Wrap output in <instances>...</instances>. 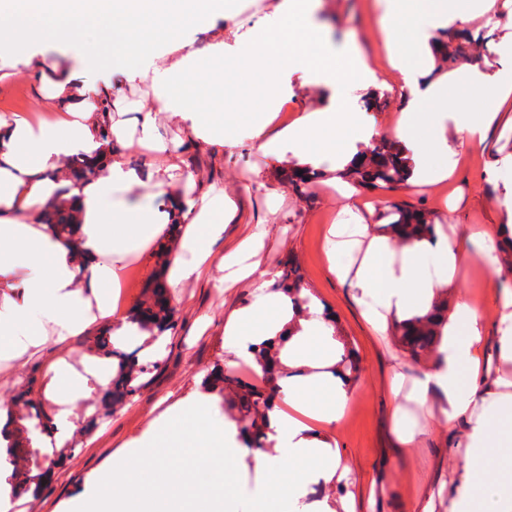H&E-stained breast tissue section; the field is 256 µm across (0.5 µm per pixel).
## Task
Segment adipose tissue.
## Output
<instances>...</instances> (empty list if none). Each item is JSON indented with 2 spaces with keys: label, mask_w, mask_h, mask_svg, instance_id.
I'll return each instance as SVG.
<instances>
[{
  "label": "adipose tissue",
  "mask_w": 512,
  "mask_h": 512,
  "mask_svg": "<svg viewBox=\"0 0 512 512\" xmlns=\"http://www.w3.org/2000/svg\"><path fill=\"white\" fill-rule=\"evenodd\" d=\"M316 7L315 0H273L252 28L241 30L216 24L232 10L231 0H0V62L15 61L16 44L22 38L35 44L72 42L79 36L78 18L103 11L117 16L129 30L176 21L213 35L212 42L200 50L189 51L183 42H172L166 53L147 56L137 68L122 63L105 67L92 56L65 68L42 58L37 63L45 80L41 105L45 111L59 113V120L35 129L26 121L0 114V278L19 267L29 271L11 285L6 314L0 319L18 330L9 345L13 356L45 343L47 331L32 323L38 316L52 324L61 340L100 320L117 324L113 341H123L134 332V325L113 308L109 294L115 281L114 244L125 238L150 241L162 233L166 219L163 212L148 206L112 207V191L131 189L145 178L158 189L173 180L175 165L166 159L168 146L158 134L159 115H166L194 138L219 145L234 143L223 113L200 95L212 62L235 63L244 75L258 60L275 57L278 68L265 85V104L253 116L248 137L266 156L278 158L290 150L301 163L316 166L329 153L326 131L344 128L349 137L329 170L330 181L341 180L357 144L375 131L360 100L376 75L357 47L338 52L326 44L319 26L311 21ZM383 8L385 19L413 18L416 43L428 56L439 30L475 9L489 11L490 6L485 2L478 7L471 0H437L425 12L415 0H385ZM292 16L306 18V25L298 31L284 27V20ZM390 63L410 88L402 118L391 135L409 153L420 183L443 181L456 166L449 131L469 143H482L496 115L471 111L470 105L485 99L500 102L502 92L512 87V74L485 72L459 84L439 72L423 82L400 53H391ZM292 70L310 73L313 83L330 92L331 101L327 109L307 113L275 132L271 123L289 98L288 73ZM137 84L151 85L157 105L142 112L138 130L131 135L113 115L126 109L124 87ZM111 139L118 148L105 172L72 182L66 160L102 153ZM135 145L161 158L147 176L129 169L124 161L125 149ZM61 195L70 200L81 219L76 251L55 238L42 222V204ZM236 212L235 201L223 197V218L215 220L210 200L184 194L178 216L193 230L183 245L195 253L196 260L190 266L173 260L172 284L201 271L210 257L206 242L219 239L225 221ZM343 213L344 222L331 229L336 238L332 249H358L362 259L356 265L335 263L331 269L339 280L359 289L363 317L374 329H384L391 313L405 319L425 314L470 260L467 251L445 237L416 240L402 253H395L389 236H369L358 211L347 207ZM82 274L89 277L85 289L78 286ZM320 325L316 318L295 317L284 294L266 293L256 306L236 312L224 334L237 356L248 360L251 345L292 331L288 366L293 373L283 383V397L297 412L333 424L342 417L349 393L330 371L331 340L322 335ZM443 332L435 368L411 397L421 403L430 391H437L448 403L449 418L461 417L470 425L469 441L459 450L462 474L452 512H512V489L491 494L483 482L488 469L502 457L512 456V384L503 379L484 384L471 374L478 365L484 332V319L476 308L458 303ZM105 368L103 360L93 359L80 373L58 361L50 367L51 383L64 401L98 393L107 384ZM271 428L275 456L254 452V467L260 476L256 489L248 497L228 501V508L232 512H331L325 500L312 497L310 486L334 479L339 468L336 451L294 416L272 412ZM282 458L295 464L286 477L278 467Z\"/></svg>",
  "instance_id": "ef3b65f1"
}]
</instances>
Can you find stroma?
I'll use <instances>...</instances> for the list:
<instances>
[{
  "label": "stroma",
  "mask_w": 512,
  "mask_h": 512,
  "mask_svg": "<svg viewBox=\"0 0 512 512\" xmlns=\"http://www.w3.org/2000/svg\"><path fill=\"white\" fill-rule=\"evenodd\" d=\"M321 2L317 21L333 46L340 50L348 43H357L374 60L377 80L364 99L372 103L381 132H388L392 119L402 113L408 90L390 65L385 22L376 0ZM465 26L473 32L478 47L454 70L459 83L469 81L474 68L495 70L512 64L504 55V37L512 33V10L469 17ZM153 35L150 28L130 35L122 26L99 16L85 23L75 42L32 44L23 40L18 52L36 59L47 55L70 65L92 51L104 62L134 65L145 55L167 47V40H154ZM266 80L264 69H256L243 81L218 64L202 93L223 106L234 128L242 131L261 107L259 91ZM289 84L294 96L286 105L287 118L274 120L279 129L285 128L287 121L328 104L318 86L303 73L293 74ZM39 95L38 73L33 67L10 70L0 65V114L32 120L40 109ZM158 132L174 148L180 166L177 178L162 195L148 183L132 191L114 190L113 204L167 207L172 195L190 188L186 177L191 174L195 177L190 188L194 193L211 189L235 199L237 219L225 225L221 239L208 243L210 266L171 289L175 325L151 352L140 377V392L116 408L105 406L100 395L71 402L74 426L56 447L63 464L48 480L20 493L12 512H73L75 504L92 495L101 471L111 467L113 454L139 438L181 400H203L214 420L223 422L222 398L209 389L206 379L215 367L240 364L224 336V326L236 311L251 307L259 292L247 281L231 284L224 258L249 234L263 240L260 270L267 291L275 290L281 267L294 264L314 300L335 314L341 335L354 347L360 361V378L350 389L342 419L331 426L316 421L311 424L348 468L345 485L327 484L325 499L337 512H448L449 480L458 461L455 450L467 443L469 428L464 420H449L448 406L439 393H430L422 404L409 400L413 385L434 368L438 355L433 352L413 360L396 341L392 329L378 333L365 322L357 302L358 289L338 280L330 270L328 229L337 223L342 208L350 205L362 210L369 235H381L379 215L394 203L425 210L437 229L452 240L458 239L465 226L491 230L504 223L506 212L501 201L505 184L512 182V171L502 172L496 180L490 178L489 171L498 159L512 154V93L500 107L482 145L469 146L456 133H449L448 143L456 153L457 165L448 179L424 186L409 179L373 192L357 189L348 199L322 179L300 193L288 189L283 174L297 162L292 153L273 161L246 138L232 149L198 139L190 142L165 121L160 122ZM274 201L279 204L275 212L269 209ZM183 238L179 229L163 244L151 242L141 248L132 239L124 243L121 265L135 267L137 272L134 301L150 296L161 246H169L173 255L185 262L194 261L195 255L184 248ZM471 251L472 262L458 280L443 289L440 299L453 308L472 295L482 296L484 355L478 376L490 382L502 374L497 306L504 294L512 292V273L505 272L504 260L492 266L483 261L481 246H472ZM106 331L105 322L100 321L62 342L48 335L35 354L0 358V408L15 407L16 396L22 392L44 413H54L56 405L48 396L50 365L61 359L70 363L98 357L99 338ZM396 373L403 376L397 394L390 387ZM399 410L414 431V443L408 447L401 446L394 434Z\"/></svg>",
  "instance_id": "1"
}]
</instances>
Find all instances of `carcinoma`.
Masks as SVG:
<instances>
[{
	"mask_svg": "<svg viewBox=\"0 0 512 512\" xmlns=\"http://www.w3.org/2000/svg\"><path fill=\"white\" fill-rule=\"evenodd\" d=\"M439 43V63L450 71L468 54L472 38L468 30L458 29L450 39L441 38ZM409 174L410 166L399 142L388 137L377 139L370 147L359 151L344 169V177L365 191L389 189L404 182ZM318 178L320 171L310 167L293 168L284 175L288 186L295 190ZM379 218L387 220L386 229L400 244L435 236V224L421 209L394 203L380 213ZM44 223L50 225L61 238L77 242L73 235L76 224L74 210L49 205L45 207ZM276 289L288 297L296 313L311 316L312 295L304 287L297 268L288 267L278 278ZM129 322L136 326L137 331L148 333L154 340L172 329L174 307L169 303L162 280L155 282L150 301L138 303L132 308ZM446 323L448 308L436 302L427 313L397 322L395 332L402 347L411 357L418 359L441 342L442 327ZM287 342L288 337L278 336L252 347V362L265 379L260 388L243 382L229 370L214 375L213 385L219 387V393L229 392L224 398V411L236 423L238 437L246 448L264 449L271 444L270 413L280 399L282 379L291 374L282 362V352ZM100 347L105 356L112 358V399L123 401L135 396L142 388L140 376L144 372L137 352L127 353L113 347L107 336L101 337ZM332 372L349 387L358 379V356L345 342Z\"/></svg>",
	"mask_w": 512,
	"mask_h": 512,
	"instance_id": "carcinoma-1",
	"label": "carcinoma"
}]
</instances>
